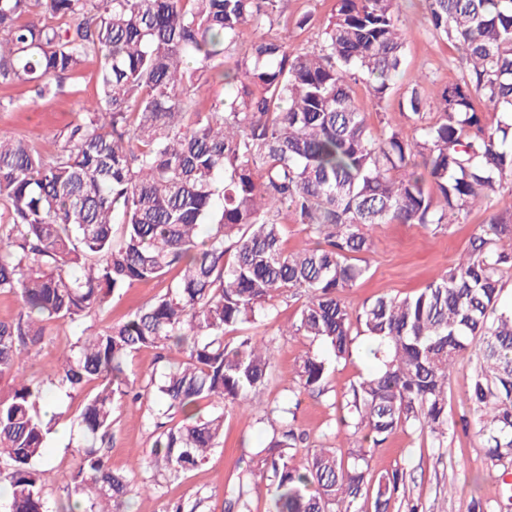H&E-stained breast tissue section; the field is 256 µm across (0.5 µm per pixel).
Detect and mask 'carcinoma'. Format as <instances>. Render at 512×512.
Here are the masks:
<instances>
[{
	"mask_svg": "<svg viewBox=\"0 0 512 512\" xmlns=\"http://www.w3.org/2000/svg\"><path fill=\"white\" fill-rule=\"evenodd\" d=\"M289 0H0V112L9 93L31 101L66 93L87 64L100 68L98 98L55 137L52 149L0 134V294L17 316L0 320V467L9 512H47L41 482L47 437L60 411L55 390L83 396L69 512H118L132 478L102 448L112 404H149V463L178 477L224 437V409L263 407L271 429L262 466L272 512H389L404 472L377 474L375 448L399 428L442 446L448 379L472 366L465 394L493 465H512V305L501 302L512 268V215H493L467 250L413 295L381 296L354 313L344 299L369 272L367 229L464 224L473 208L512 184V0H424L425 20L461 53L465 75L438 86L430 104L414 83L400 109L410 130L373 131L359 89L377 107L404 57L403 0H336L320 38L288 50L271 34ZM235 57L234 67H225ZM435 108L428 113L427 109ZM306 241L283 246L288 221ZM176 272L167 292L121 321L79 336L41 376L26 375L45 336L105 307L135 284ZM305 297L282 336L321 341L306 355L294 393L323 397L331 363L374 342L378 366L352 384L337 427L358 439L348 455L307 451L295 414L260 395L274 368V339L249 330L275 318V298ZM175 350L182 360L132 391L135 351ZM212 412L201 414V403ZM179 423L163 428L158 415ZM204 499L162 512H202ZM499 495L472 512H502Z\"/></svg>",
	"mask_w": 512,
	"mask_h": 512,
	"instance_id": "1",
	"label": "carcinoma"
}]
</instances>
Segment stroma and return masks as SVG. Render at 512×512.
<instances>
[{
  "label": "stroma",
  "instance_id": "35a3bbf8",
  "mask_svg": "<svg viewBox=\"0 0 512 512\" xmlns=\"http://www.w3.org/2000/svg\"><path fill=\"white\" fill-rule=\"evenodd\" d=\"M335 7V0H290L287 20L275 24L274 30L288 36V48L300 51L317 40ZM310 15L306 30H298L294 21ZM403 33L406 42L405 62L396 88L385 104L384 112H375L365 94H358V106L367 112L371 126L386 118L393 124H405L398 101L409 83L420 82L425 93L437 85L459 80L463 65L458 51L446 47L434 35L423 17L421 0H405L402 9ZM98 63H89L70 81L78 88V96H62L53 100L31 102L26 88L13 89L20 107L14 112H0V133L26 137L40 146H49L53 136L74 120L77 100L97 98ZM512 213V187H507L488 207L475 209L467 223L453 224L448 229L430 233L412 224H380L369 227L373 248L367 259L370 271L365 279L346 291L352 309L385 295L404 296L425 287L464 252L478 225L490 215ZM169 281L137 284L114 297L111 303L78 324L61 323L51 329L39 354L28 365L29 373L42 374L74 343L81 329L101 330L120 321L146 301L165 293ZM276 319L262 330L275 338L276 367L262 397L291 408L296 425L304 431L312 448H335L348 452L355 447L354 437L345 432L327 433L334 423L336 410L328 402L309 394L292 395L296 369L309 353H324L321 343L300 336H281L278 326L296 321L302 305L300 297L275 301ZM352 358L336 365L330 385L336 396H343L351 384L373 369L368 349L371 342L362 337ZM472 378L469 364H457L448 379V434L442 447H431L426 436L409 430H397L377 448L372 467L383 473L402 468L406 474V497L421 501L424 512H470L477 493L495 491L500 468L490 466L483 456V441L474 429H463L460 417L463 398ZM269 427L256 417L243 418L233 409L224 411V439L214 448L207 461L189 473L164 482L158 494L132 495L129 512H162L166 502L202 492L207 497L205 512H231L239 489H247L250 512H272V495L267 480L261 479L258 452L268 442ZM153 429L149 427L137 405L121 399L112 412V437L108 456L118 471H133L135 483L150 479L147 464H134L135 454L149 448ZM48 464L43 476L44 498L48 512H60L67 493L63 478L78 464L75 444L69 438L51 433L47 440Z\"/></svg>",
  "mask_w": 512,
  "mask_h": 512
}]
</instances>
